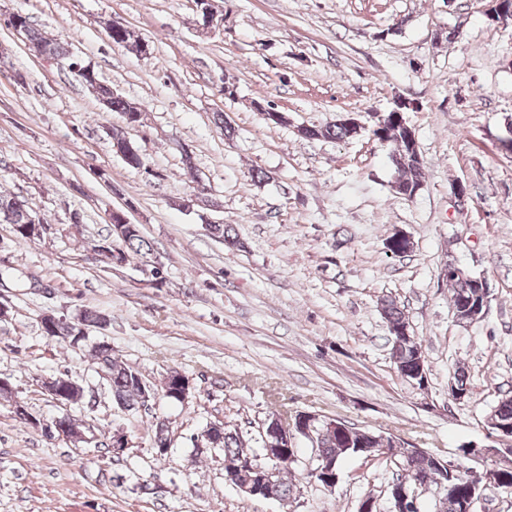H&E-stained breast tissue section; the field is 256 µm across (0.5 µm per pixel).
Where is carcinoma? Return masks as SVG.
Instances as JSON below:
<instances>
[{"label":"carcinoma","mask_w":512,"mask_h":512,"mask_svg":"<svg viewBox=\"0 0 512 512\" xmlns=\"http://www.w3.org/2000/svg\"><path fill=\"white\" fill-rule=\"evenodd\" d=\"M19 24L23 29L21 35L32 46L46 48L50 55L56 60H63L67 66L72 68L81 64V61L74 57L64 43L58 39L47 38L31 24L28 16L17 15ZM82 84L91 88L98 99L108 103L107 111L115 112L121 116L130 110L131 103L124 97L112 90V87L101 83L97 73L80 75ZM384 140L391 144V162L398 173L397 182L410 189L421 187L426 183L427 170L424 161L417 158L416 154L410 151L404 137V128L400 119L394 117L392 112L384 114L383 127ZM303 137L317 140H344L352 139V130L340 124L312 126L305 129ZM37 215L27 199L14 194L0 193V224H9L13 227L16 237L22 240L34 241L33 228L30 226L32 218ZM210 235L222 242L229 249H240L243 247L235 229L230 224H216L210 231ZM100 248L104 250L103 263L112 264L113 252L119 253L121 261H126L129 256L136 255L145 257L154 253V246L144 237L140 229L127 232L123 236H107L98 240ZM446 279L451 286L450 303L457 304L463 299L473 298L477 293L475 277L471 274L460 271L459 273L447 274ZM380 313L387 325V342L390 346L392 362L400 375H406L413 379L420 371L419 358L416 357L415 348L412 342L405 336L400 335L401 330L409 326L408 318L399 303L393 298H386L380 302ZM105 321V314L85 310L78 316L63 319L54 324L52 335L55 339L63 336H77L79 334L89 335L90 330L101 325ZM93 360L95 364L106 373L112 399L115 404L123 406L126 410H135L144 405L142 382L143 375L134 367L120 363L112 357V347L104 342L93 345ZM469 377L465 369L459 367L455 370L453 377L448 382V394L452 397L468 394ZM154 430L153 448H164L170 443L169 427L167 423L159 419L152 423ZM223 452L224 462L238 464L242 461L249 464V468L242 470V473L255 477L259 473L271 471L272 483L269 485V492L273 498L286 501L294 495V486L288 481L287 474L292 469L296 459L289 461L281 459L273 461L261 457L260 448L262 440L245 436L236 427L224 426V437L219 444ZM387 448L386 460L396 468V480H405L411 484L414 477L420 473L429 474L431 483L440 489L435 496V512H474L478 494L474 493L473 482L468 474V467L458 464L452 475L446 477L439 470L431 467L432 460L436 455L428 450L420 449L413 452V455H406L407 449L401 448L395 452L392 448L391 438H383L373 431L364 428L343 425V429L332 434L323 433L318 436L316 442V455L322 461L328 462L333 471L340 472L342 460L348 455H355L363 459L377 457L380 449Z\"/></svg>","instance_id":"cac0c4a2"}]
</instances>
